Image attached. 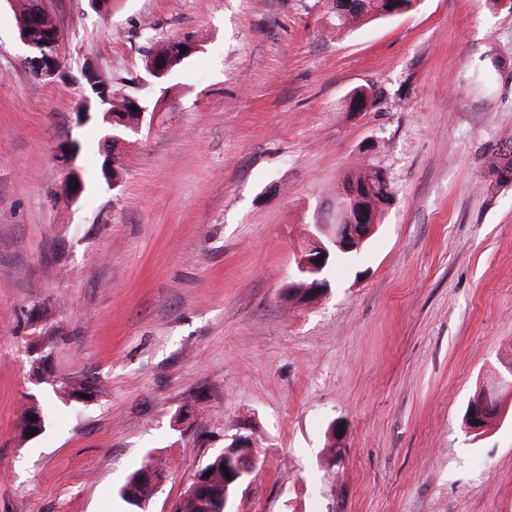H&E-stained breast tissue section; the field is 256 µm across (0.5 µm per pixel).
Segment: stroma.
<instances>
[{
    "mask_svg": "<svg viewBox=\"0 0 512 512\" xmlns=\"http://www.w3.org/2000/svg\"><path fill=\"white\" fill-rule=\"evenodd\" d=\"M332 4L40 0L61 31L47 79L0 0V512H130L150 456L148 512H169L238 433L259 451L246 512H512V393L487 432L464 421L512 350V183L488 168L512 138V13L419 0L335 33ZM187 37L143 86L149 48ZM91 71L153 122L106 144ZM359 85L380 101L345 112ZM361 158L393 205L320 298H289ZM76 377L102 392L70 399ZM198 44L199 40L197 38L170 42V44L167 47L168 51L166 54L158 55L155 57L154 60L151 59L150 71L152 76L154 78H161L162 76L166 75L169 71L167 77H165L167 80L168 77L179 68V66L183 63V61L186 58L174 61L171 64V68L168 64V61L174 57L183 58L184 56L191 55L196 49H198ZM180 47L185 48V52H181Z\"/></svg>",
    "mask_w": 512,
    "mask_h": 512,
    "instance_id": "stroma-1",
    "label": "stroma"
}]
</instances>
